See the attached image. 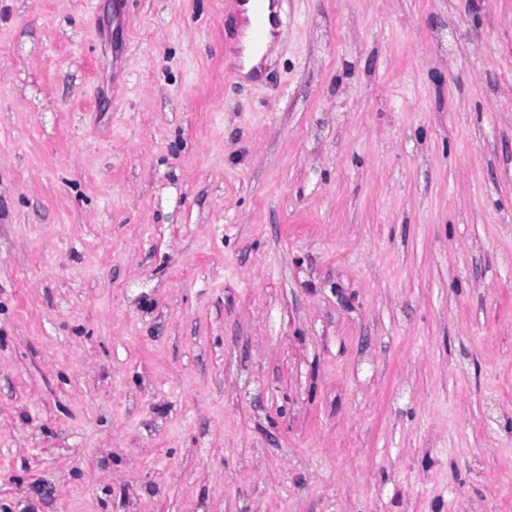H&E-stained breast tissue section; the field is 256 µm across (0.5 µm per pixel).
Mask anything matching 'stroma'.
Segmentation results:
<instances>
[{"label":"stroma","instance_id":"35a3bbf8","mask_svg":"<svg viewBox=\"0 0 512 512\" xmlns=\"http://www.w3.org/2000/svg\"><path fill=\"white\" fill-rule=\"evenodd\" d=\"M0 0V512H512V0ZM235 4L242 5L244 3L252 2V19L250 22V37L249 31H245V36L242 38L243 51L239 60L238 65L243 67L242 72L247 74L256 68L263 55L265 54L271 37L268 35L272 32V29L277 23L278 12L274 10L276 1L274 0H233ZM268 38V39H267ZM256 46H263L256 48L253 46L251 41ZM267 40V41H266Z\"/></svg>","mask_w":512,"mask_h":512}]
</instances>
